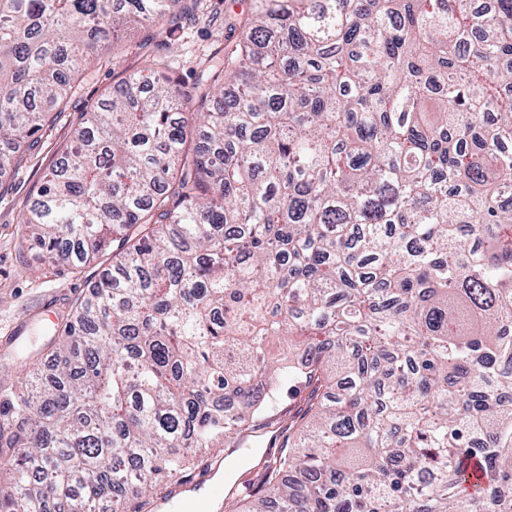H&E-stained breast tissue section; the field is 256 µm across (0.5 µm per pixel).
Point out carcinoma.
Instances as JSON below:
<instances>
[{
  "label": "carcinoma",
  "instance_id": "1",
  "mask_svg": "<svg viewBox=\"0 0 512 512\" xmlns=\"http://www.w3.org/2000/svg\"><path fill=\"white\" fill-rule=\"evenodd\" d=\"M200 2L0 0V163L118 24ZM165 69L20 220L112 262L49 370L0 380V512H127L277 415L274 362L304 407L224 512H512V0H267L192 90Z\"/></svg>",
  "mask_w": 512,
  "mask_h": 512
}]
</instances>
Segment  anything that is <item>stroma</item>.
Instances as JSON below:
<instances>
[{"label": "stroma", "mask_w": 512, "mask_h": 512, "mask_svg": "<svg viewBox=\"0 0 512 512\" xmlns=\"http://www.w3.org/2000/svg\"><path fill=\"white\" fill-rule=\"evenodd\" d=\"M205 7L153 27L117 31L106 63L82 76L63 111L53 113L17 164L0 167V378L21 379L24 353L44 355L51 335L77 298L89 291L95 266L72 269L43 262L22 241L19 218L45 173L82 127L92 103L114 90L146 60H161L167 74L192 87L204 63L222 58L240 38V22L256 0H203ZM279 450L270 434L254 438L248 454L224 472L225 488L241 478L257 480L259 463Z\"/></svg>", "instance_id": "stroma-1"}]
</instances>
